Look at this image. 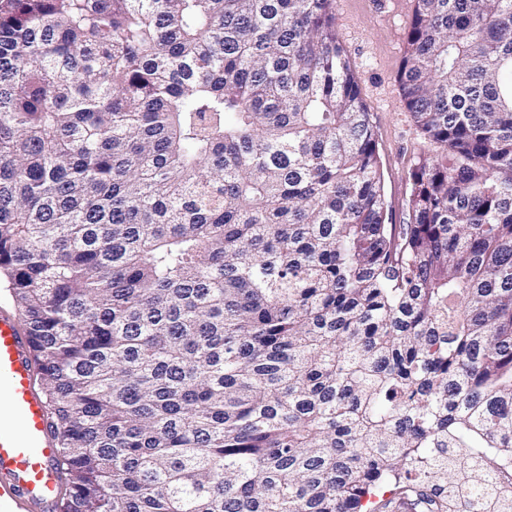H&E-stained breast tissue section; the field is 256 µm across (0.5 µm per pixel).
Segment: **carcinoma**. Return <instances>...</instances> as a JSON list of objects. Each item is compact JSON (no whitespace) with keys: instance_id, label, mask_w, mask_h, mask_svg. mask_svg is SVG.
Segmentation results:
<instances>
[{"instance_id":"cac0c4a2","label":"carcinoma","mask_w":512,"mask_h":512,"mask_svg":"<svg viewBox=\"0 0 512 512\" xmlns=\"http://www.w3.org/2000/svg\"><path fill=\"white\" fill-rule=\"evenodd\" d=\"M388 223L334 0H0V277L60 512H512V0H413Z\"/></svg>"}]
</instances>
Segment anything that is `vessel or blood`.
I'll return each instance as SVG.
<instances>
[{"mask_svg": "<svg viewBox=\"0 0 512 512\" xmlns=\"http://www.w3.org/2000/svg\"><path fill=\"white\" fill-rule=\"evenodd\" d=\"M34 351L20 319L0 309V500L21 501L31 512H54L61 484L60 450L45 397L32 384Z\"/></svg>", "mask_w": 512, "mask_h": 512, "instance_id": "obj_1", "label": "vessel or blood"}]
</instances>
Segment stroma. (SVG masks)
Wrapping results in <instances>:
<instances>
[{"label": "stroma", "mask_w": 512, "mask_h": 512, "mask_svg": "<svg viewBox=\"0 0 512 512\" xmlns=\"http://www.w3.org/2000/svg\"><path fill=\"white\" fill-rule=\"evenodd\" d=\"M411 11L412 0H336L339 36L376 134L392 224L409 220L413 167L437 154L408 111L398 83Z\"/></svg>", "instance_id": "35a3bbf8"}]
</instances>
